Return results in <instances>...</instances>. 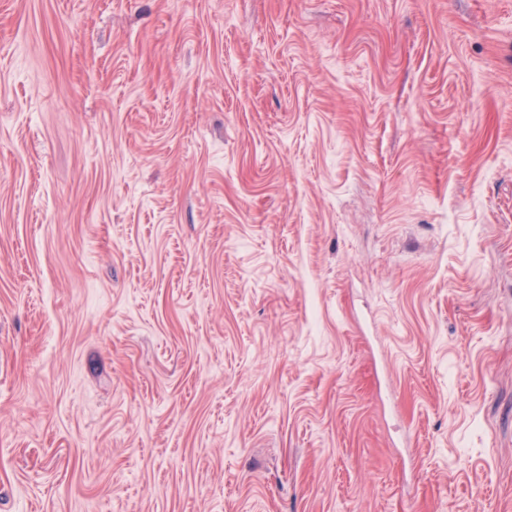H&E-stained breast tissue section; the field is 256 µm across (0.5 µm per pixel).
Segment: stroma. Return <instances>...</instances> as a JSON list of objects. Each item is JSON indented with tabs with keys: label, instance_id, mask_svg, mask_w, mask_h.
<instances>
[{
	"label": "stroma",
	"instance_id": "obj_1",
	"mask_svg": "<svg viewBox=\"0 0 512 512\" xmlns=\"http://www.w3.org/2000/svg\"><path fill=\"white\" fill-rule=\"evenodd\" d=\"M0 512H512V0H0Z\"/></svg>",
	"mask_w": 512,
	"mask_h": 512
}]
</instances>
